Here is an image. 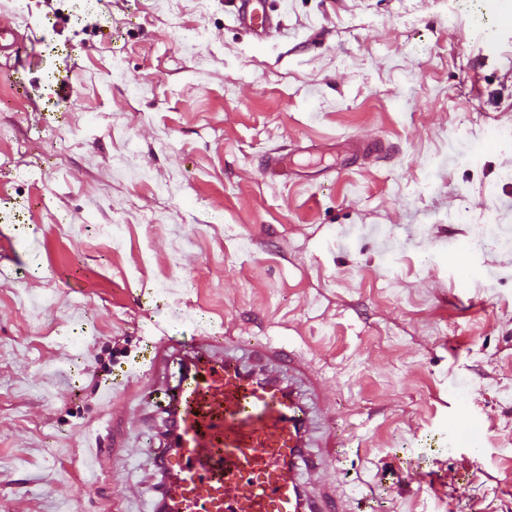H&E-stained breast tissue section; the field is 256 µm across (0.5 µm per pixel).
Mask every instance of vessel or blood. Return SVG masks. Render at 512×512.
<instances>
[{"label":"vessel or blood","mask_w":512,"mask_h":512,"mask_svg":"<svg viewBox=\"0 0 512 512\" xmlns=\"http://www.w3.org/2000/svg\"><path fill=\"white\" fill-rule=\"evenodd\" d=\"M237 19L259 38L272 26L267 0H239ZM135 361L148 376L180 367L158 396L167 432L148 459L154 512H343L336 493L311 494L301 480L342 443L334 421L324 452L310 448L312 413L325 402L301 356L267 339L200 334L147 343ZM476 428L463 407L447 424L449 438L471 444Z\"/></svg>","instance_id":"vessel-or-blood-1"}]
</instances>
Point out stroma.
<instances>
[{
	"instance_id": "stroma-1",
	"label": "stroma",
	"mask_w": 512,
	"mask_h": 512,
	"mask_svg": "<svg viewBox=\"0 0 512 512\" xmlns=\"http://www.w3.org/2000/svg\"><path fill=\"white\" fill-rule=\"evenodd\" d=\"M268 3L258 39L234 0H0V512H153L163 415L111 370L206 333L285 344L333 394L310 491L512 512L507 4ZM461 388L477 457L441 438Z\"/></svg>"
}]
</instances>
